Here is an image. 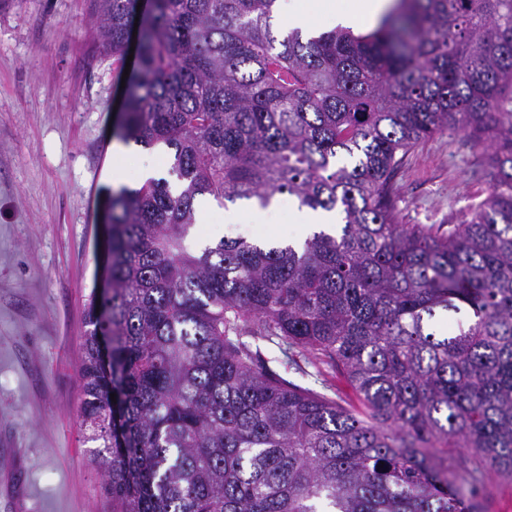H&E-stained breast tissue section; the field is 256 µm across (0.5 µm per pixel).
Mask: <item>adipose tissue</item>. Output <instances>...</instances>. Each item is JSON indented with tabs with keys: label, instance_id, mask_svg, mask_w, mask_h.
Returning a JSON list of instances; mask_svg holds the SVG:
<instances>
[{
	"label": "adipose tissue",
	"instance_id": "adipose-tissue-1",
	"mask_svg": "<svg viewBox=\"0 0 512 512\" xmlns=\"http://www.w3.org/2000/svg\"><path fill=\"white\" fill-rule=\"evenodd\" d=\"M392 0H278L281 20L301 27L367 29L391 7Z\"/></svg>",
	"mask_w": 512,
	"mask_h": 512
}]
</instances>
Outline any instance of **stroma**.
<instances>
[{
    "label": "stroma",
    "instance_id": "1",
    "mask_svg": "<svg viewBox=\"0 0 512 512\" xmlns=\"http://www.w3.org/2000/svg\"><path fill=\"white\" fill-rule=\"evenodd\" d=\"M89 0H0V512H112L80 426L83 320L101 287L105 194L166 147L121 155L111 128L124 63L88 35ZM483 146L453 133L426 141L397 178L402 223L460 220L483 200ZM231 219L196 202L190 248L298 236L299 203Z\"/></svg>",
    "mask_w": 512,
    "mask_h": 512
}]
</instances>
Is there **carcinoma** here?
<instances>
[{"instance_id":"carcinoma-1","label":"carcinoma","mask_w":512,"mask_h":512,"mask_svg":"<svg viewBox=\"0 0 512 512\" xmlns=\"http://www.w3.org/2000/svg\"><path fill=\"white\" fill-rule=\"evenodd\" d=\"M92 2L99 49L135 50L113 136L170 153L108 193L110 288L84 316L112 512H482L488 470L512 480V0H400L317 36L275 35L277 0ZM447 133L488 146V195L403 224L397 176ZM285 193L340 230L186 246L198 198ZM247 336L352 396L263 369Z\"/></svg>"}]
</instances>
